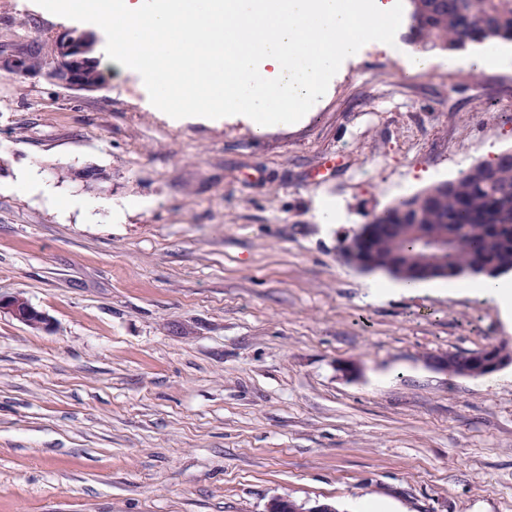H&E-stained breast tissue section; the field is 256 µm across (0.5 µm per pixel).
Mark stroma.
Instances as JSON below:
<instances>
[{
	"label": "stroma",
	"mask_w": 512,
	"mask_h": 512,
	"mask_svg": "<svg viewBox=\"0 0 512 512\" xmlns=\"http://www.w3.org/2000/svg\"><path fill=\"white\" fill-rule=\"evenodd\" d=\"M73 26L0 0V39ZM482 51L434 53L427 76L364 52L262 133L168 123L131 69L92 93L0 72V294L51 320L0 315V512H512V364L431 363L512 343V322L444 279L372 297L340 254L512 148V66L448 63ZM30 166L59 197L130 201L124 222L13 189ZM326 199L342 222L321 223ZM2 312L34 329H47L50 325L49 317L19 294L0 295V313ZM495 350L499 353H503L505 357L503 358L497 354H488L484 353L480 356H467L465 358L455 359L459 356H464V354H456L453 355L454 361L448 362L447 357H439L433 360V363L440 369L446 372H450L457 375L470 376V375H485L493 373L500 368L511 364L512 361V350H508L506 345H494ZM478 365L477 368H472L473 366ZM266 512H332V508L324 504H318L306 509L293 500L275 497L267 503Z\"/></svg>",
	"instance_id": "35a3bbf8"
}]
</instances>
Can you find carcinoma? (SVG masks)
<instances>
[{
	"instance_id": "carcinoma-1",
	"label": "carcinoma",
	"mask_w": 512,
	"mask_h": 512,
	"mask_svg": "<svg viewBox=\"0 0 512 512\" xmlns=\"http://www.w3.org/2000/svg\"><path fill=\"white\" fill-rule=\"evenodd\" d=\"M409 43L424 50L454 51L469 43L512 42V0H407ZM378 230L373 252L359 264L377 260L405 267L401 280L428 279L416 267L426 259L422 238L403 227L453 234L448 274L458 277L476 266H491L496 278L512 271V165L499 155L483 160L453 180L398 201L374 215Z\"/></svg>"
}]
</instances>
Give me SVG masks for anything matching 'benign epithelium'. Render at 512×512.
Instances as JSON below:
<instances>
[{"label": "benign epithelium", "instance_id": "benign-epithelium-1", "mask_svg": "<svg viewBox=\"0 0 512 512\" xmlns=\"http://www.w3.org/2000/svg\"><path fill=\"white\" fill-rule=\"evenodd\" d=\"M95 44L96 36L90 31L64 30L44 47L48 66L36 69L30 66L29 61L31 44L9 43L0 48V71L20 77L43 75L65 89L94 92L102 88V85L90 77V71L95 64V58L92 57ZM367 244L368 237L360 233L345 240L342 246L345 260L350 264L354 263V255L363 251ZM2 312L34 329H46L50 325L49 317L19 294L0 295V313ZM433 363L443 371L470 376L493 373L512 361L497 354L484 353L451 362L446 357H439ZM266 512H332V508L318 504L306 509L293 500L275 497L267 503Z\"/></svg>", "mask_w": 512, "mask_h": 512}]
</instances>
